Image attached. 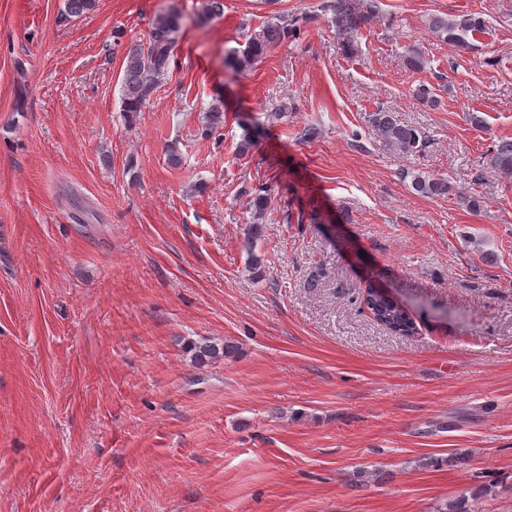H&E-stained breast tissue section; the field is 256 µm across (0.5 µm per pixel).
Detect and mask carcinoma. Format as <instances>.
<instances>
[{
    "label": "carcinoma",
    "mask_w": 512,
    "mask_h": 512,
    "mask_svg": "<svg viewBox=\"0 0 512 512\" xmlns=\"http://www.w3.org/2000/svg\"><path fill=\"white\" fill-rule=\"evenodd\" d=\"M322 8L331 13V22L335 25L336 36L343 51L348 55L357 54L360 29L374 18L378 9L377 0H325ZM223 15L224 0H199V23L206 24ZM180 20V13L176 9L157 17L146 41L134 43L127 49L122 63V103L127 117L131 118L141 111L166 75L173 49L181 37ZM311 20L312 16L306 13L288 15L275 11L265 26L251 33L245 47L229 53L224 63L235 71H245L271 48L296 37L301 27ZM429 26L441 41L460 49H470V38L482 30L484 21L475 16L452 21L434 16L430 18ZM368 122L388 146L402 155L415 156L426 147L424 132L416 126L399 121L390 111L381 109L372 112L368 115ZM488 164L500 175L512 179V140L497 141L488 153ZM411 188L423 197L450 196L455 192V188L447 180L424 173L412 174ZM267 205V195L258 193L253 198L252 224L247 232L249 265L253 270L260 267L254 243L259 237V220ZM361 302L367 304L377 321L392 332L405 335L415 330V322L409 313L380 298L372 287H366L361 293ZM192 350L194 361L204 364L231 354L232 346L204 342L192 346Z\"/></svg>",
    "instance_id": "1"
}]
</instances>
